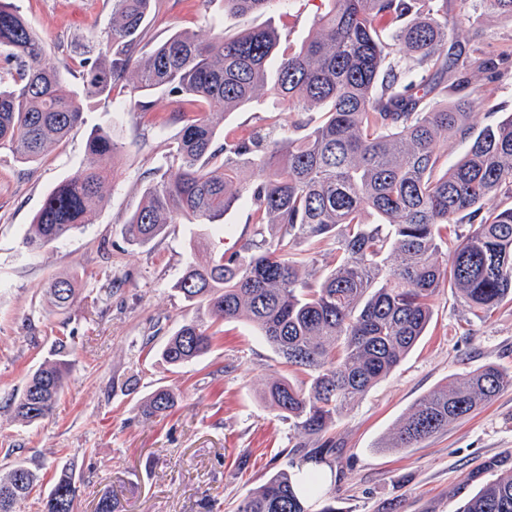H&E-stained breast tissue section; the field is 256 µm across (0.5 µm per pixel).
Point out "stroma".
Wrapping results in <instances>:
<instances>
[{
	"label": "stroma",
	"mask_w": 512,
	"mask_h": 512,
	"mask_svg": "<svg viewBox=\"0 0 512 512\" xmlns=\"http://www.w3.org/2000/svg\"><path fill=\"white\" fill-rule=\"evenodd\" d=\"M14 2L47 51L69 68L98 51L112 18V0ZM330 7L329 0H283L271 11L240 16L225 12L224 0H157L146 39L156 43L184 30L205 41L272 26L281 50L293 53ZM469 14L479 26L462 22L457 0H448L450 40L465 48L481 42L502 58L496 78L469 71V89L480 101L468 124L478 131L512 113V21L487 15L482 0H470ZM127 97L118 89L92 100L83 123L42 159L21 163L0 151V474L18 460L37 469L41 480L22 512H39L64 469L78 487L79 512H92L105 496L118 512H235L250 489L288 469L291 448L303 440L264 401L266 383L274 377L296 383L304 375L244 320L220 324L210 352L183 368L161 360L168 336L192 313L174 283L197 227L179 221L138 247L127 242L124 224L180 130L172 113L184 106L157 93L145 116L124 106ZM321 115L266 95L227 114L223 127L285 133ZM95 127L109 130L121 147L107 206L92 224L29 251L23 237L46 195L92 163L85 144ZM224 222L226 232L211 241L230 253L254 230L249 205L234 207ZM65 274L75 279L78 298L59 314L49 309L45 287ZM61 340L73 348L75 365L53 413L30 425L15 421L7 399L21 394L28 374ZM488 364L512 373V304L478 318L443 284L425 336L329 432L338 512H458L481 485L475 472L512 454V386L416 447L393 448L389 441L419 398ZM163 386L179 390L177 407L161 420L141 417V400Z\"/></svg>",
	"instance_id": "35a3bbf8"
}]
</instances>
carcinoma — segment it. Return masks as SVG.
Here are the masks:
<instances>
[{
    "mask_svg": "<svg viewBox=\"0 0 512 512\" xmlns=\"http://www.w3.org/2000/svg\"><path fill=\"white\" fill-rule=\"evenodd\" d=\"M447 0H333L314 37L300 51L278 53L271 27L203 43L188 31L147 44L156 0H112L107 40L78 63L81 90L63 88L64 72L13 0H0V150L21 161L42 158L82 123L86 101L129 88L146 114L148 96L167 93L199 110L177 112L182 124L166 164L156 170L139 207L124 225L126 239L145 246L185 219L224 231V215L243 198L252 206L253 238L215 254L205 234L193 236L191 256L174 288L193 308L167 340L162 359L181 367L206 354L217 322L244 318L289 366L308 380L267 383L264 398L308 439L292 453L295 470L281 471L250 490L236 512H309V499L336 512L333 489L320 466L336 448L327 433L336 416L385 379L419 341L432 302L449 280L462 303L487 316L512 303V205L484 201L512 192V114L474 133L467 124L477 100L450 106L433 99L441 89L468 84L462 51L448 45ZM278 0H224L239 15L263 12ZM487 11L512 20V0H483ZM400 54L388 52L379 20ZM476 68L497 72L495 55L474 48ZM269 92L299 111L323 108L324 118L299 122L296 133L224 135L223 115ZM450 134L469 141L465 155L443 173L438 144ZM95 165L79 168L45 198L24 235L44 249L92 223L108 201L117 143L102 128L90 132ZM256 179H245V170ZM373 210L378 224L363 221ZM466 236L451 240L460 214ZM333 241L335 265L317 272L315 249ZM307 243L306 257L294 247ZM311 267L309 277L301 269ZM78 289L56 277L49 286L55 312L69 310ZM61 343L54 358L9 398L15 420L31 424L52 414L72 363ZM512 375L489 365L466 381L420 398L394 433V448H413L463 419L504 388ZM179 395L158 388L141 404L146 418L167 416ZM38 472L25 462L0 475V512H17ZM78 488L64 471L43 499L42 512H75ZM459 512H512V474L483 483Z\"/></svg>",
    "mask_w": 512,
    "mask_h": 512,
    "instance_id": "cac0c4a2",
    "label": "carcinoma"
}]
</instances>
